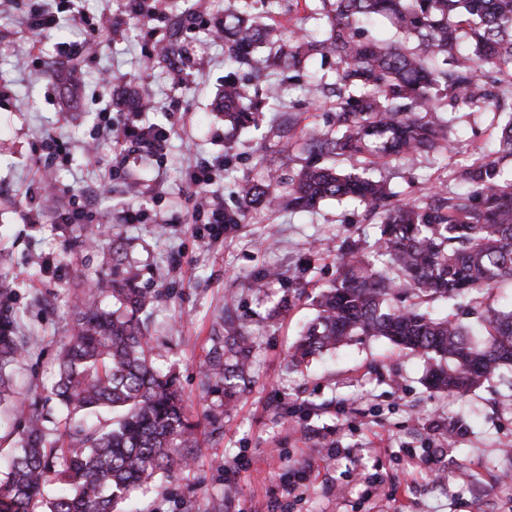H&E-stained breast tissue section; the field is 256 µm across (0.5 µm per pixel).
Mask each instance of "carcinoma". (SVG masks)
<instances>
[{
    "label": "carcinoma",
    "mask_w": 512,
    "mask_h": 512,
    "mask_svg": "<svg viewBox=\"0 0 512 512\" xmlns=\"http://www.w3.org/2000/svg\"><path fill=\"white\" fill-rule=\"evenodd\" d=\"M323 39L277 46L274 65L297 68L332 52L339 63L336 131L312 128L300 148L306 163L288 195L273 183L244 182V208L284 205L308 211L326 199L346 200L380 218L379 263L355 246L336 251L337 278L320 293L316 316L289 355L309 357L352 339L382 337L430 361V387L463 395L512 366V310L491 306L493 288L512 281V115L499 126L496 148L479 150L453 174L460 189L430 191L390 203L385 185L367 175L397 155L448 151L447 107L460 101L476 112H498L512 98V0H322ZM387 20L399 40L363 37L361 24ZM228 58L248 60L267 29L245 10L222 29ZM450 66L443 70L440 64ZM224 121L246 128L257 104L232 78L219 102ZM356 158L362 173L342 162ZM127 267L118 279L102 270L85 276L71 326L58 346V380L48 399L63 410L69 438H47L46 417L14 405L25 425L0 481V512H115L159 472L189 465L194 424L173 378L155 365L148 329L158 293L136 286ZM464 299L484 314L483 334L447 316L422 311L429 300ZM23 311L0 300V403L13 393V365L29 349L20 332ZM249 336L237 328L206 365L207 381L224 396L246 380ZM102 409L112 421L88 427Z\"/></svg>",
    "instance_id": "1"
}]
</instances>
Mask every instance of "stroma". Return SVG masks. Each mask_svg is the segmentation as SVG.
Returning a JSON list of instances; mask_svg holds the SVG:
<instances>
[{
  "instance_id": "obj_1",
  "label": "stroma",
  "mask_w": 512,
  "mask_h": 512,
  "mask_svg": "<svg viewBox=\"0 0 512 512\" xmlns=\"http://www.w3.org/2000/svg\"><path fill=\"white\" fill-rule=\"evenodd\" d=\"M29 0L0 10V280L9 287L24 324L35 333L16 369L17 394L58 422L46 389L58 343L68 324L73 284L80 273L100 270L113 245L139 272L140 287L159 292L149 334L163 370L172 371L187 412L198 425L194 464L157 477L137 501L139 512H512V370L462 396L425 383L429 365L383 338L341 346L288 364V350L314 313L312 297L336 278L333 255L356 245L366 255L378 248L377 219L364 207L328 199L315 209L253 208L241 211L236 185L274 174L280 182L304 163L280 155L310 126L335 129L331 98L310 100L309 83L334 85L336 57L315 56L300 67L263 71L227 59L210 23L247 10L281 34L324 38L321 0L297 8L295 0H163L180 23L177 46L194 64L186 85L169 65H141L164 30L149 32L124 13L121 0H73L90 16L107 13L121 30L97 36L61 20L48 34L21 27ZM96 40L81 59L80 97L54 80L60 45ZM37 67L21 69L27 52ZM232 77L252 99L266 100L255 125L235 129L213 103ZM145 93L152 109L126 107L127 96ZM137 126L159 124L173 133L162 156L131 160L112 192L95 204L99 245L76 249L81 225L57 231L53 211L43 223L24 220L25 191L38 176L40 134L60 136L69 159H57L60 190L87 191L104 176L120 147L98 137V114ZM450 153L391 160L375 175L395 200L407 202L434 183L453 187L454 171L477 147L494 148L490 112L459 106L448 115ZM223 157L214 191L239 221L215 233L193 223L185 172L196 157ZM147 203L153 219L125 224L120 211ZM253 334L251 377L223 415L221 434L205 414L222 404L223 389L206 384L203 365L219 350L224 321ZM430 462H409L407 449ZM250 469L238 470L241 458Z\"/></svg>"
}]
</instances>
